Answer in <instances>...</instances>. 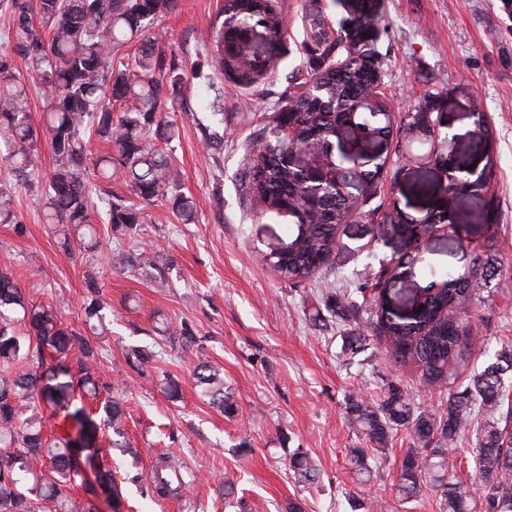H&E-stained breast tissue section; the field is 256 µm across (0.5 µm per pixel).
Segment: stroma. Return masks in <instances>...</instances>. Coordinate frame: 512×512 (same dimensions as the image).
<instances>
[{
  "instance_id": "obj_1",
  "label": "stroma",
  "mask_w": 512,
  "mask_h": 512,
  "mask_svg": "<svg viewBox=\"0 0 512 512\" xmlns=\"http://www.w3.org/2000/svg\"><path fill=\"white\" fill-rule=\"evenodd\" d=\"M323 2L331 21L349 29L360 16L375 19L364 36L386 56L383 89L395 111L407 110L429 87L446 89L444 129L456 136L455 153L473 167L470 194L442 201L448 175L424 164L430 142L394 136L380 199L397 205L402 223L364 218L342 225L334 268L296 286L284 282L259 255L287 238L288 227L259 219L239 184L256 132L269 123L288 74L301 64L305 0H281L287 54L267 80L244 91L214 76L224 104L218 149L207 143L196 63L224 0H178L163 20L159 46L185 75L174 160L197 222L182 223L159 199L145 205L144 223L112 234L93 217L100 250L71 256L44 224L36 193L19 187L13 205L22 225L0 224V268L12 271L27 301L51 307L65 325L86 332L81 305L85 276L93 271L110 304L108 328L93 338L94 366L101 389L121 393L125 402L128 447L112 451V472L126 489L122 512H285L294 498L305 512H439L432 488L410 502L398 495L408 431H398L371 476L353 473L349 464V450L359 443L346 415L349 394L374 396L383 381L394 380L417 406L434 410L442 401L415 370L393 363L384 345L342 360L339 332L315 314L312 301L324 288L339 282L358 287L379 259L418 258L392 282L391 304L404 315L429 271H467L487 238H495L501 273L467 322L490 349L512 346V19L501 0ZM481 114L494 132V171L487 181L480 177L484 159L471 152ZM442 204L453 233L411 239L408 223ZM116 249L144 254L150 263L111 267ZM186 326L196 341L183 346L178 338ZM133 345L148 347L153 358L132 364L127 351ZM203 361L223 369L236 396L234 415L213 408L196 386L193 370ZM168 377L181 387L179 402L164 391ZM297 448L314 459L317 485L298 483L289 470L288 455ZM168 453L198 481L186 496L155 499L142 476ZM229 482L237 493L228 499Z\"/></svg>"
}]
</instances>
